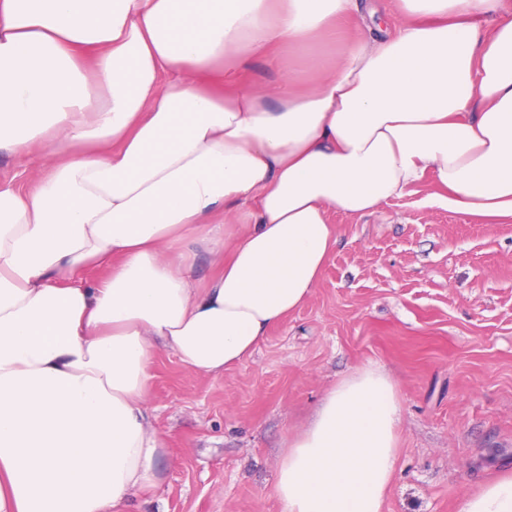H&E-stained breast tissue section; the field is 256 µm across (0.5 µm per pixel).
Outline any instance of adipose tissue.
I'll return each instance as SVG.
<instances>
[{
    "instance_id": "obj_1",
    "label": "adipose tissue",
    "mask_w": 512,
    "mask_h": 512,
    "mask_svg": "<svg viewBox=\"0 0 512 512\" xmlns=\"http://www.w3.org/2000/svg\"><path fill=\"white\" fill-rule=\"evenodd\" d=\"M395 2L406 22L313 56L303 89L225 61L306 49L361 0H0V153L39 161L0 182V512L159 487L158 348L212 376L248 359L316 288L333 214L430 178L512 222V0ZM397 418L383 372L339 381L281 459L286 512H382ZM460 512H512V474Z\"/></svg>"
}]
</instances>
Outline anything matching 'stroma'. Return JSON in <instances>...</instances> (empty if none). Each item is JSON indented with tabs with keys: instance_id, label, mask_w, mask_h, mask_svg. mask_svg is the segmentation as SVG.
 <instances>
[{
	"instance_id": "1",
	"label": "stroma",
	"mask_w": 512,
	"mask_h": 512,
	"mask_svg": "<svg viewBox=\"0 0 512 512\" xmlns=\"http://www.w3.org/2000/svg\"><path fill=\"white\" fill-rule=\"evenodd\" d=\"M246 70L314 81L306 56L278 48ZM439 192L429 179L372 214L334 215L311 297L242 364L209 376L158 351L148 403L165 480L130 512H284L275 481L289 440L367 367L391 378L399 404L382 512H459L512 471V223L450 211Z\"/></svg>"
}]
</instances>
